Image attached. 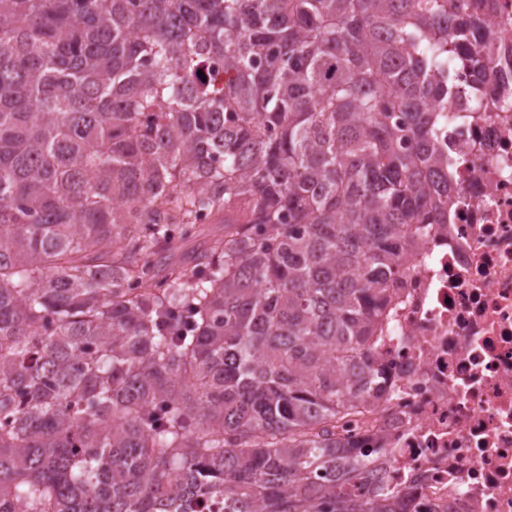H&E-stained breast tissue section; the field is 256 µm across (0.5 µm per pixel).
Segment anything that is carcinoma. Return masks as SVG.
<instances>
[{
	"instance_id": "carcinoma-1",
	"label": "carcinoma",
	"mask_w": 512,
	"mask_h": 512,
	"mask_svg": "<svg viewBox=\"0 0 512 512\" xmlns=\"http://www.w3.org/2000/svg\"><path fill=\"white\" fill-rule=\"evenodd\" d=\"M472 0H0V512H402L336 423L448 223ZM224 237L170 261L203 217Z\"/></svg>"
}]
</instances>
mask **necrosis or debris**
<instances>
[{
    "mask_svg": "<svg viewBox=\"0 0 512 512\" xmlns=\"http://www.w3.org/2000/svg\"><path fill=\"white\" fill-rule=\"evenodd\" d=\"M491 65L451 70L437 147L457 194L401 260L370 411L375 449L409 512H512V0H483Z\"/></svg>",
    "mask_w": 512,
    "mask_h": 512,
    "instance_id": "obj_1",
    "label": "necrosis or debris"
}]
</instances>
